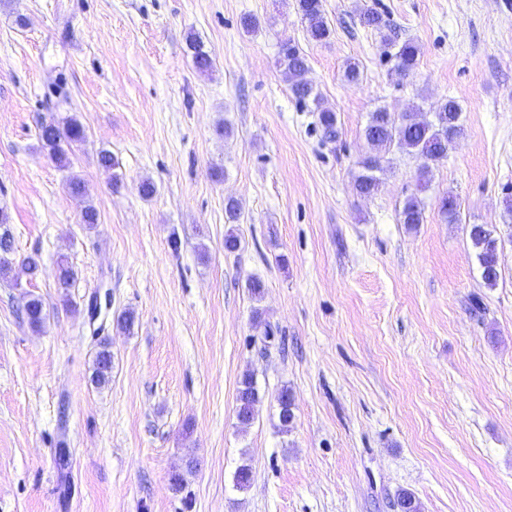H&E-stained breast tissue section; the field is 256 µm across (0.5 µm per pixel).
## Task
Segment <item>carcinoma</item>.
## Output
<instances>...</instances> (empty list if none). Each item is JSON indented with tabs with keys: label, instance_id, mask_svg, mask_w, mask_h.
Returning a JSON list of instances; mask_svg holds the SVG:
<instances>
[{
	"label": "carcinoma",
	"instance_id": "cac0c4a2",
	"mask_svg": "<svg viewBox=\"0 0 512 512\" xmlns=\"http://www.w3.org/2000/svg\"><path fill=\"white\" fill-rule=\"evenodd\" d=\"M297 10L306 26L310 40L315 42L327 41L332 29L325 17L322 0H296ZM361 23L382 34L386 41L391 36L384 33L388 28L382 16L371 8L360 14ZM189 49L195 68L206 72L212 67L210 54L203 49L200 42L189 40ZM419 47L412 42H405L396 53L395 71L399 75L412 72L418 63ZM280 66L290 82V90L300 103L312 101L319 112V124L323 135L329 140L338 136L336 113L320 104L313 93L312 86L307 82L305 74L308 70L307 59L300 49L290 40L281 44ZM461 108L453 99H443L434 106L431 117L423 114L403 113L394 117L385 110H377L371 114L364 129V137L371 154L361 162V171L355 177V187L359 195L369 197L379 186L376 172L382 169L383 154L395 146L409 154L424 160L425 165L420 171L421 177L429 172L427 162L435 160L438 154H446L462 133L460 124ZM39 138L42 147L47 150L49 157L61 166H66L69 159L64 146H73L83 141L85 130L75 118L67 120L63 125L54 122L43 123L39 128ZM424 204L417 196L406 199L400 210V223L413 226L423 222ZM470 240L477 250V257L482 268V279L486 286L493 288L499 279V255L492 247L495 237L485 224H473L469 232ZM22 307L28 324L33 328L42 325L46 318L43 301L33 295L26 294L22 298ZM112 379V350L111 342L103 337L98 342L92 383L102 388ZM261 401L260 392L253 374H244L237 394V418L249 424L255 418L257 406ZM293 420L292 400L288 389L279 393V422L282 430H288ZM395 505L400 512H420V504L413 493L401 490L396 495Z\"/></svg>",
	"mask_w": 512,
	"mask_h": 512
}]
</instances>
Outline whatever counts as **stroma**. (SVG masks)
Returning <instances> with one entry per match:
<instances>
[{
  "label": "stroma",
  "instance_id": "obj_1",
  "mask_svg": "<svg viewBox=\"0 0 512 512\" xmlns=\"http://www.w3.org/2000/svg\"><path fill=\"white\" fill-rule=\"evenodd\" d=\"M322 4L332 34L315 43L295 0H0V237L12 262L0 278V512H396L401 489L421 512H512V0ZM366 7L419 46L412 76L360 24ZM246 15L260 23L250 34ZM192 37L214 60L208 73ZM287 39L336 113V140L291 93ZM444 98L462 107L447 157L424 177L419 158L391 150L378 192L358 196L370 113ZM72 117L85 138L62 167L39 127ZM103 151L115 168L100 166ZM413 194L425 213L410 228L399 211ZM450 195L454 224L440 210ZM88 206L96 224L82 220ZM472 224L502 241L495 287ZM63 259L76 273L67 289ZM27 293L45 303L37 329L19 312ZM104 295L99 328L89 308ZM126 310L128 334L115 323ZM103 335L112 380L98 389ZM248 372L261 402L243 425ZM244 463L253 476L240 490ZM97 346L91 381L96 387L102 388L108 385L112 379L111 342L108 338L103 337Z\"/></svg>",
  "mask_w": 512,
  "mask_h": 512
}]
</instances>
